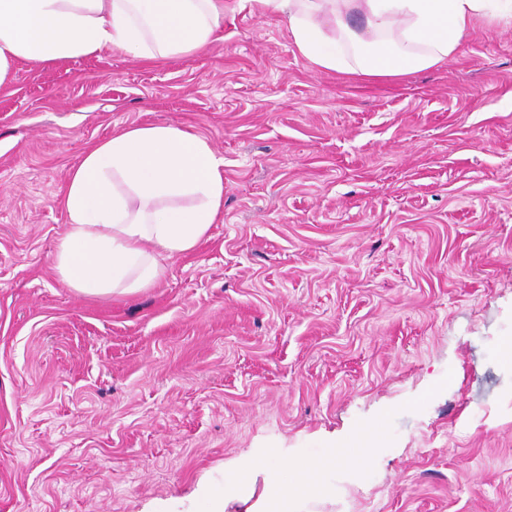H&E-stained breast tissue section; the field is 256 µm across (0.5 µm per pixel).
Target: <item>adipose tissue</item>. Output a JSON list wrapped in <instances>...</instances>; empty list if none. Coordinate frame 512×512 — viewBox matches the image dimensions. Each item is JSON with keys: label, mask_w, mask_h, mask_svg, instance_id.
Instances as JSON below:
<instances>
[{"label": "adipose tissue", "mask_w": 512, "mask_h": 512, "mask_svg": "<svg viewBox=\"0 0 512 512\" xmlns=\"http://www.w3.org/2000/svg\"><path fill=\"white\" fill-rule=\"evenodd\" d=\"M280 14L299 54L320 68L401 79L451 58L475 18L512 0H249ZM224 0H0V85L20 61L48 66L112 47L142 59L222 40ZM69 224L52 255L61 283L87 296L129 295L163 276L161 258L193 250L224 209V161L172 125L118 131L88 150L63 198ZM263 487L244 512H288L282 475L305 462L268 451L243 463Z\"/></svg>", "instance_id": "1"}]
</instances>
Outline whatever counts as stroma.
Returning a JSON list of instances; mask_svg holds the SVG:
<instances>
[{
	"label": "stroma",
	"instance_id": "stroma-1",
	"mask_svg": "<svg viewBox=\"0 0 512 512\" xmlns=\"http://www.w3.org/2000/svg\"><path fill=\"white\" fill-rule=\"evenodd\" d=\"M145 123L208 140L224 212L155 287L79 294L69 176ZM259 448L319 512H512V18L388 81L224 0L198 51L0 86V512H242Z\"/></svg>",
	"mask_w": 512,
	"mask_h": 512
}]
</instances>
